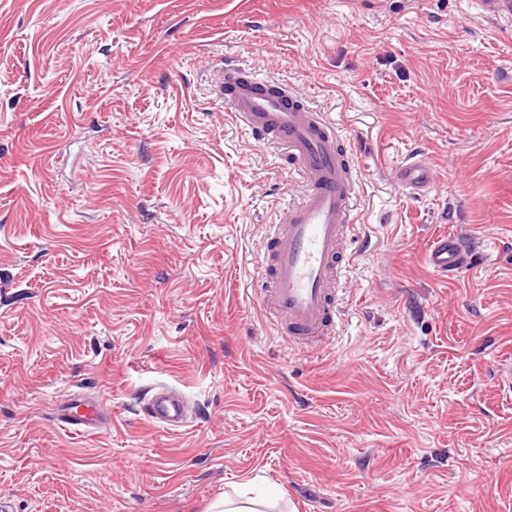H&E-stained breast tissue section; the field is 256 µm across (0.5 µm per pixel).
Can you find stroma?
Listing matches in <instances>:
<instances>
[{
	"label": "stroma",
	"mask_w": 512,
	"mask_h": 512,
	"mask_svg": "<svg viewBox=\"0 0 512 512\" xmlns=\"http://www.w3.org/2000/svg\"><path fill=\"white\" fill-rule=\"evenodd\" d=\"M227 64L335 120L361 222L341 326L290 349L256 262L290 164ZM433 164L415 195L393 169ZM439 234L475 256L451 281ZM512 23L468 0H0V501L11 512H512ZM188 401L170 431L140 401ZM103 399L101 433L52 406ZM425 264L440 279L453 280L469 266L468 252L454 236L435 237L425 252Z\"/></svg>",
	"instance_id": "obj_1"
}]
</instances>
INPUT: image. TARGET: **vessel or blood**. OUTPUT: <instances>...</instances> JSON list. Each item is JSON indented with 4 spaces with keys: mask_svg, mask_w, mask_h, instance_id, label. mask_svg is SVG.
<instances>
[{
    "mask_svg": "<svg viewBox=\"0 0 512 512\" xmlns=\"http://www.w3.org/2000/svg\"><path fill=\"white\" fill-rule=\"evenodd\" d=\"M472 2L487 20L512 19V0ZM215 90L253 140L284 150L305 184L301 201L288 206L282 224L267 237L262 259L270 264L266 291L283 316L278 324L281 333L296 343L321 344L333 332L338 313L333 291L347 271L341 263L343 231L356 221L349 165L322 113L286 84L266 80L245 66L229 65L220 73ZM396 179L414 193L435 187L431 164L421 158L401 164ZM424 260L443 280L454 279L470 262L461 242L447 235L432 240ZM54 411L64 429L77 433L95 432L108 420L96 398H71L56 404ZM141 411L149 421L170 430L187 422L184 399L170 388L156 391Z\"/></svg>",
    "mask_w": 512,
    "mask_h": 512,
    "instance_id": "vessel-or-blood-1",
    "label": "vessel or blood"
}]
</instances>
